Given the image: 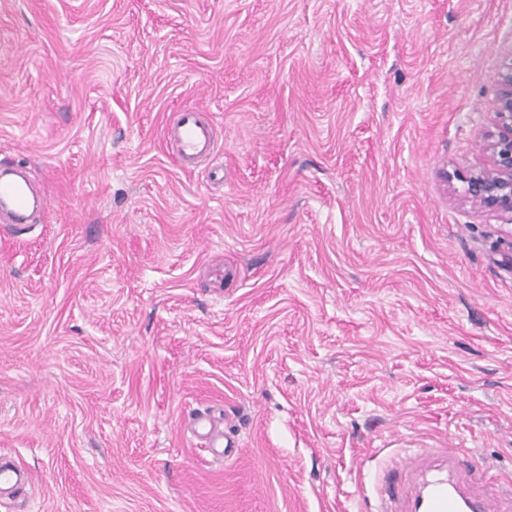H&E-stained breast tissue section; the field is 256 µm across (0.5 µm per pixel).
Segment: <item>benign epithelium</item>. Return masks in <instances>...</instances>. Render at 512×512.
Masks as SVG:
<instances>
[{
  "label": "benign epithelium",
  "instance_id": "1",
  "mask_svg": "<svg viewBox=\"0 0 512 512\" xmlns=\"http://www.w3.org/2000/svg\"><path fill=\"white\" fill-rule=\"evenodd\" d=\"M494 109V131L484 144L490 165L466 175L457 171L444 175L466 184V198L472 206L512 215V65L502 74Z\"/></svg>",
  "mask_w": 512,
  "mask_h": 512
}]
</instances>
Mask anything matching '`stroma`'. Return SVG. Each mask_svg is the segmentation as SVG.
Here are the masks:
<instances>
[{
    "label": "stroma",
    "instance_id": "stroma-1",
    "mask_svg": "<svg viewBox=\"0 0 512 512\" xmlns=\"http://www.w3.org/2000/svg\"><path fill=\"white\" fill-rule=\"evenodd\" d=\"M510 64L512 0H0V162L45 193L0 225V512H375L423 448L511 491L512 219L442 176ZM167 135L175 160L184 167L206 160L213 151L214 129L196 109L178 112L176 121L169 124ZM191 426L198 435L208 441L209 448H222L214 450L216 455L230 458L239 453L240 449L230 448L231 443L228 441L224 448V433L216 431L215 424L208 414H197L193 417ZM28 471L11 459V456L0 453V489L2 491L19 492L29 483Z\"/></svg>",
    "mask_w": 512,
    "mask_h": 512
}]
</instances>
